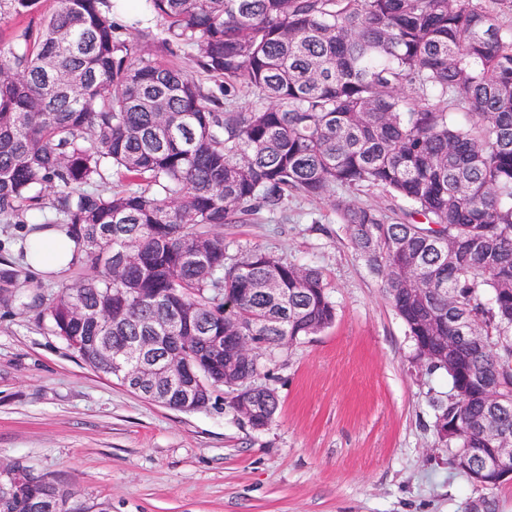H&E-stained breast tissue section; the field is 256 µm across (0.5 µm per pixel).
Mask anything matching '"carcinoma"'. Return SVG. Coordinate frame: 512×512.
Segmentation results:
<instances>
[{"label":"carcinoma","instance_id":"cac0c4a2","mask_svg":"<svg viewBox=\"0 0 512 512\" xmlns=\"http://www.w3.org/2000/svg\"><path fill=\"white\" fill-rule=\"evenodd\" d=\"M141 4L159 29L140 36L190 49L214 86L136 55L109 0H0V23L27 20L0 48V224L43 214L80 271L30 301L49 284L33 281L23 241L18 260L0 257V306L34 312L116 380L103 342L121 357L146 337L160 358L181 354L196 393L160 398L180 412L224 387L212 337L246 336L229 407L250 397L265 428L279 400L254 385L261 359L330 327L336 305L319 269L230 255L211 230L328 198L426 371L448 378L442 447L512 440V24L498 21L512 0ZM50 502L75 512L54 481L22 476L0 512Z\"/></svg>","mask_w":512,"mask_h":512}]
</instances>
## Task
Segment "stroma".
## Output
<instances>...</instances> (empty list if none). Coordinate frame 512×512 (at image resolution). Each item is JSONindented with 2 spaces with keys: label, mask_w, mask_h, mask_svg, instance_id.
<instances>
[{
  "label": "stroma",
  "mask_w": 512,
  "mask_h": 512,
  "mask_svg": "<svg viewBox=\"0 0 512 512\" xmlns=\"http://www.w3.org/2000/svg\"><path fill=\"white\" fill-rule=\"evenodd\" d=\"M234 247L319 268L336 303L323 332L276 352L258 384L280 407L252 430L229 408L184 413L93 371L31 313L0 307V466L22 463L81 512H512V483L476 487L434 428L446 378L428 374L380 280L316 201L224 232Z\"/></svg>",
  "instance_id": "stroma-1"
}]
</instances>
